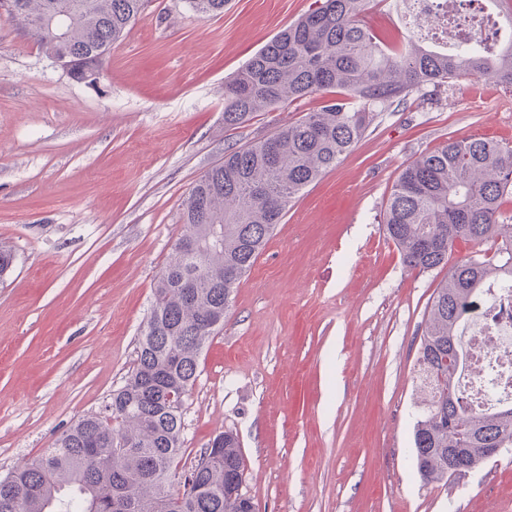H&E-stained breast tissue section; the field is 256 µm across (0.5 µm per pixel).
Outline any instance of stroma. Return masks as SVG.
I'll use <instances>...</instances> for the list:
<instances>
[{
    "instance_id": "1",
    "label": "stroma",
    "mask_w": 512,
    "mask_h": 512,
    "mask_svg": "<svg viewBox=\"0 0 512 512\" xmlns=\"http://www.w3.org/2000/svg\"><path fill=\"white\" fill-rule=\"evenodd\" d=\"M315 0H147L92 83L0 6V476L99 411L133 368L185 200L229 147L319 109L313 95L224 125V83ZM388 44L419 39L381 5ZM512 146V87L460 77L379 113L289 204L202 353L185 459L233 431L260 512H512V454L424 483L410 435L417 346L448 270L407 267L391 187L448 140Z\"/></svg>"
}]
</instances>
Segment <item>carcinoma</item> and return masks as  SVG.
<instances>
[{"label":"carcinoma","instance_id":"obj_1","mask_svg":"<svg viewBox=\"0 0 512 512\" xmlns=\"http://www.w3.org/2000/svg\"><path fill=\"white\" fill-rule=\"evenodd\" d=\"M77 80L99 74L112 44L145 0H0ZM369 0H321L276 34L224 84V126L247 122L314 94L328 98L278 132L224 154L192 188L181 237L153 288L150 316L124 384L51 448L0 478V512H247L244 455L237 437L216 435L180 466L183 412L202 352L224 327L234 289L281 223L288 203L350 153L380 112L428 84L491 74L512 86V44L492 55L387 48L362 23ZM204 17L224 0H191ZM66 9L57 39L46 21ZM512 195V148L483 138L452 139L425 152L398 176L383 224L403 262L428 271L448 266L435 289L417 363L430 389L415 387L412 429L417 471L427 483L459 479L448 450L463 458L482 448L512 449V405L481 413L456 399L465 303L489 279H512V225L502 224ZM469 255L448 264L455 246Z\"/></svg>","mask_w":512,"mask_h":512}]
</instances>
